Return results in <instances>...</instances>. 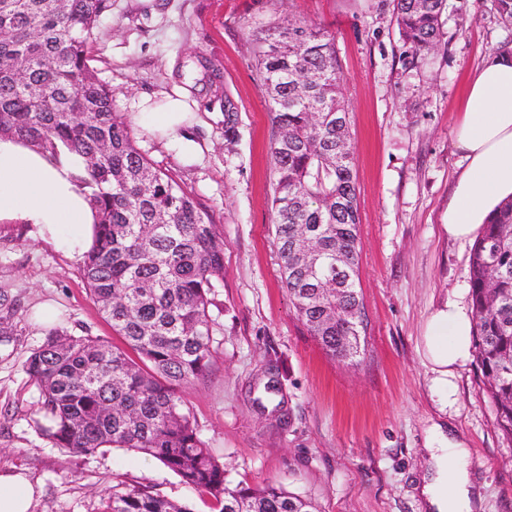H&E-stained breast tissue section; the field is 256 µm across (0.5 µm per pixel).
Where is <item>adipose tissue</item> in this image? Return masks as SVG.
<instances>
[{"mask_svg":"<svg viewBox=\"0 0 512 512\" xmlns=\"http://www.w3.org/2000/svg\"><path fill=\"white\" fill-rule=\"evenodd\" d=\"M195 120L185 95L145 104L140 126L176 134ZM456 142L467 161L443 230L449 239H477L494 208L512 197V56L496 55L476 69ZM76 157L49 161L19 141L0 137V224H23L43 242L79 258L92 246L95 212L72 179ZM472 316L455 303L432 316L426 348L437 381L454 392L456 371L471 353ZM467 450L455 444L433 451L434 471L420 493L431 512H472ZM36 489L20 471L0 473V512H29Z\"/></svg>","mask_w":512,"mask_h":512,"instance_id":"ef3b65f1","label":"adipose tissue"}]
</instances>
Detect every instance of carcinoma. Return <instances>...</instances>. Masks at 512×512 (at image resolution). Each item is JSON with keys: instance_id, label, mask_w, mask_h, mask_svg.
<instances>
[{"instance_id": "1", "label": "carcinoma", "mask_w": 512, "mask_h": 512, "mask_svg": "<svg viewBox=\"0 0 512 512\" xmlns=\"http://www.w3.org/2000/svg\"><path fill=\"white\" fill-rule=\"evenodd\" d=\"M447 0H394L399 40L417 60L440 42ZM109 0H0V135L59 161L97 212L83 258L91 298L127 348L52 334L25 361L41 393L40 434L70 453L122 448L148 455L210 495L214 512H319L282 487H231L200 440L183 391L211 361L209 306L224 241L207 207L134 145L88 44ZM256 59L276 134L272 209L282 279L296 314L331 356H359L350 310L360 304L359 209L349 112L334 38L299 23L261 38ZM317 256L306 274L298 251ZM472 347L496 428L512 442V199L502 202L470 257ZM332 287H319L320 280ZM138 359H132L128 351ZM96 512H190L150 487L118 484Z\"/></svg>"}]
</instances>
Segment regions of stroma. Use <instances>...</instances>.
Returning a JSON list of instances; mask_svg holds the SVG:
<instances>
[{
  "label": "stroma",
  "mask_w": 512,
  "mask_h": 512,
  "mask_svg": "<svg viewBox=\"0 0 512 512\" xmlns=\"http://www.w3.org/2000/svg\"><path fill=\"white\" fill-rule=\"evenodd\" d=\"M443 37L409 61L393 0H111L91 43L92 66L136 147L209 209L224 241L210 308L212 356L184 393L200 439L230 486H281L319 512H425L417 484L433 425L459 433L481 501L512 512V444L494 424L475 361L460 367L445 404L427 358L432 314L470 304L472 245L441 224L465 163L456 131L465 87L492 53L512 45L496 0H447ZM306 22L334 35L349 105L360 213L357 288L365 350L332 359L297 317L281 280L270 146L275 129L256 65L257 38ZM185 90L198 120L186 136L138 123L143 98ZM234 108L232 124L224 106ZM80 259L0 226V470L24 469L41 493L30 512H94L107 484H148L212 512L210 497L150 456L113 448L77 456L40 436V391L24 369L49 331L123 340L90 297ZM53 303L52 326L35 306ZM283 409L254 399L268 370Z\"/></svg>",
  "instance_id": "1"
}]
</instances>
